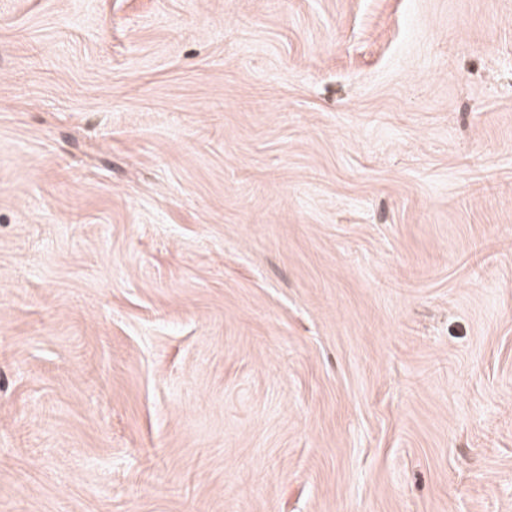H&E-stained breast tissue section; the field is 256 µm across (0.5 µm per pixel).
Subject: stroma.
Wrapping results in <instances>:
<instances>
[{
    "mask_svg": "<svg viewBox=\"0 0 512 512\" xmlns=\"http://www.w3.org/2000/svg\"><path fill=\"white\" fill-rule=\"evenodd\" d=\"M0 512H512V0H0Z\"/></svg>",
    "mask_w": 512,
    "mask_h": 512,
    "instance_id": "stroma-1",
    "label": "stroma"
}]
</instances>
